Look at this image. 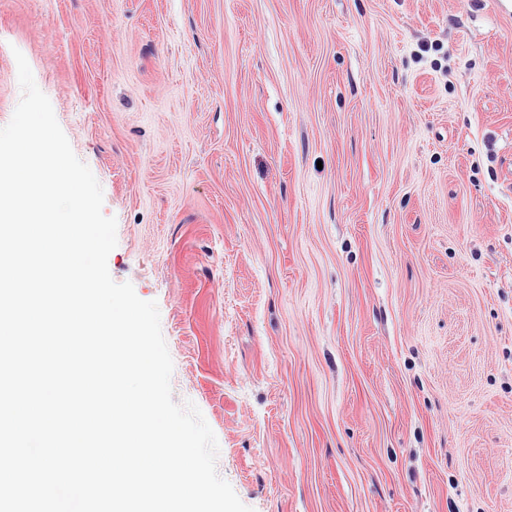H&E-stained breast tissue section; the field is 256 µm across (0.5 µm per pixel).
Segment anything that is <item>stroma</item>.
I'll return each instance as SVG.
<instances>
[{
  "label": "stroma",
  "instance_id": "35a3bbf8",
  "mask_svg": "<svg viewBox=\"0 0 512 512\" xmlns=\"http://www.w3.org/2000/svg\"><path fill=\"white\" fill-rule=\"evenodd\" d=\"M253 512H512V0H0Z\"/></svg>",
  "mask_w": 512,
  "mask_h": 512
}]
</instances>
